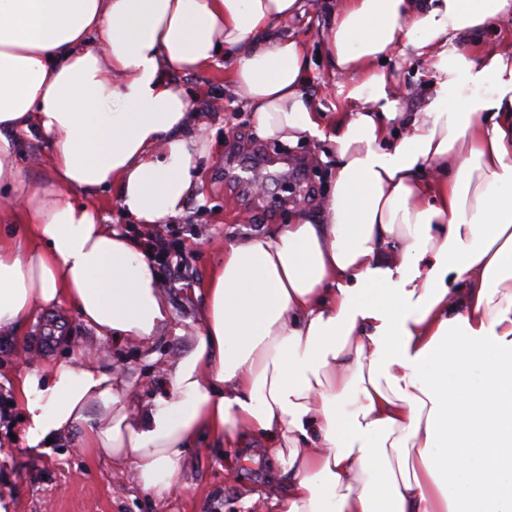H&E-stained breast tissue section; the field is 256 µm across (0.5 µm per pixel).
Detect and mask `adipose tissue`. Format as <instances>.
<instances>
[{
  "mask_svg": "<svg viewBox=\"0 0 512 512\" xmlns=\"http://www.w3.org/2000/svg\"><path fill=\"white\" fill-rule=\"evenodd\" d=\"M303 0H0V335L66 308L140 342L171 312L150 251L103 223L185 214L215 152L177 73L231 53L228 87L259 133L315 138L336 163L320 213L224 246L193 351L130 418L97 356L14 379L29 445L80 431L157 499L201 433L247 430L288 466L273 512H512V54L446 51L512 0H340L325 37L339 93L326 121L309 61L279 26ZM436 53L424 111L380 68L397 45ZM403 132L392 137L390 124ZM48 146L32 184L12 140ZM96 206L101 212V216L105 218L106 224H122L120 225L127 231L131 237L143 241V237L155 232L154 227H145L141 224H127V219L123 217L122 211L116 199L112 196V191L106 192L98 200L95 201Z\"/></svg>",
  "mask_w": 512,
  "mask_h": 512,
  "instance_id": "adipose-tissue-1",
  "label": "adipose tissue"
}]
</instances>
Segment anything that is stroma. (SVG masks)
Returning <instances> with one entry per match:
<instances>
[{
  "label": "stroma",
  "instance_id": "1",
  "mask_svg": "<svg viewBox=\"0 0 512 512\" xmlns=\"http://www.w3.org/2000/svg\"><path fill=\"white\" fill-rule=\"evenodd\" d=\"M337 0H305V11L283 22L281 31L299 36L310 59L304 86L317 111L339 105V77L319 60L323 37ZM230 56L179 81L201 116V133L220 144L201 169V197L190 198L184 217L163 227L182 257L179 270L160 273L173 321L146 342L101 340L74 311L39 316L18 336L0 337V507L5 512H267L272 496L282 495L288 478L276 454L251 433L238 432L222 443L201 434L187 452L181 485L165 499L140 492L133 472H120L110 458L79 446V434L28 447L17 423L23 409L6 381L21 370L44 369L69 359L71 349L94 351L107 369H118L130 388L129 411L153 406L168 383L171 363L188 355L204 297V287L225 243L287 223L298 208L319 211L333 169L323 161L324 145L310 140L287 147L261 136L251 112L224 85ZM393 97L405 112L423 111L434 95L432 59L406 53L387 62ZM62 338H55V331Z\"/></svg>",
  "mask_w": 512,
  "mask_h": 512
}]
</instances>
